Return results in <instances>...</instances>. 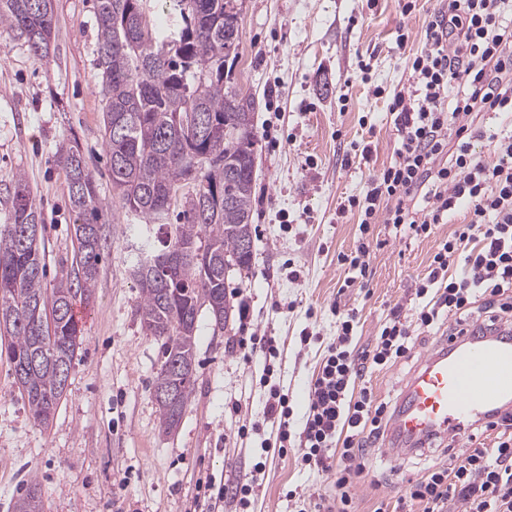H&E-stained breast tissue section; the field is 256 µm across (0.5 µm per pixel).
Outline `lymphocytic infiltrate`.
I'll return each mask as SVG.
<instances>
[{
  "instance_id": "obj_1",
  "label": "lymphocytic infiltrate",
  "mask_w": 512,
  "mask_h": 512,
  "mask_svg": "<svg viewBox=\"0 0 512 512\" xmlns=\"http://www.w3.org/2000/svg\"><path fill=\"white\" fill-rule=\"evenodd\" d=\"M408 70V87L395 91L389 105L399 138L396 158L369 176L363 195L349 197L361 236L341 260L352 272L344 285L352 287L367 273L375 225L404 226L425 238L466 209L467 224L434 254L428 276L411 286L421 301L414 318L394 308L373 346L358 352L352 346L355 312L339 315L297 433L290 429L288 390L272 364L274 338L254 333L239 340L241 348L269 359L259 380L262 420L240 427L239 435L275 422L280 445L295 443L305 468L336 476L332 493L309 498L302 512H355L353 480L364 473L370 449L383 444L397 411L362 385L368 367L409 358L416 327L431 330L445 320L449 335L458 336L512 326V0H439ZM480 116L499 123L490 161L474 147ZM455 261L463 274L453 278L448 267ZM462 428L473 449L408 481L394 512H405L409 501L422 512H448L455 503L462 512H512V409L492 424Z\"/></svg>"
}]
</instances>
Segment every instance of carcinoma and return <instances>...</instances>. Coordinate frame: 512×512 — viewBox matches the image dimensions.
Returning <instances> with one entry per match:
<instances>
[{"label": "carcinoma", "instance_id": "obj_1", "mask_svg": "<svg viewBox=\"0 0 512 512\" xmlns=\"http://www.w3.org/2000/svg\"><path fill=\"white\" fill-rule=\"evenodd\" d=\"M242 0H165L168 23L146 16V0H95L103 138L113 195L126 212L167 227L162 248L145 239L134 277L141 328L160 342L164 361L153 391L160 426L180 424L196 383L197 318L206 306L214 326L232 329L235 306L227 282L251 268L255 99L232 82L239 55ZM0 26L37 57L50 54L56 21L52 0H0ZM76 243L71 271L43 284L40 203L16 177L8 223L0 226V333L31 416L47 423L68 387L80 345L78 302H90L111 203L102 198L79 146L59 149ZM180 224H166L173 199ZM15 512H43L29 486Z\"/></svg>", "mask_w": 512, "mask_h": 512}]
</instances>
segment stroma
<instances>
[{
  "mask_svg": "<svg viewBox=\"0 0 512 512\" xmlns=\"http://www.w3.org/2000/svg\"><path fill=\"white\" fill-rule=\"evenodd\" d=\"M399 3L244 0L234 79L256 101L255 251L249 272L228 286L248 303L249 320H234L226 333L200 313L196 392L178 429L162 434L152 382L163 358L137 315L132 260L139 237L129 229L135 218L113 202L67 394L49 425L32 419L8 359L11 339L0 335V512H14L32 482L43 512H194L209 482L233 484L260 461L266 471L254 512H296L291 490L304 497L331 492L332 477L310 476L295 448L260 458L261 440L275 438V427L261 437L238 436L240 425L261 417L263 359L244 360L237 340L251 331L275 338L280 355L273 364L291 394V426L300 429L323 354L320 344L302 343V330L332 339L336 312L353 309L359 318L353 341L369 345L394 307L414 314L411 285L428 275L433 255L464 221L456 215L426 238L376 225L368 276L343 288L349 268L338 257L355 247L359 224L339 205L363 194L369 175L394 161L389 93L406 84L409 57L438 7L436 0H417L405 16ZM53 9L55 50L48 58H36L0 27V225L8 218V189L25 176L43 212L50 289L70 272L74 249L66 173L57 161L62 142L79 143L101 196H112L95 0H53ZM401 27L409 33L402 49L395 45ZM378 85L385 95H374ZM355 143L370 145L371 155H352ZM445 336L442 329L419 334L411 358L370 370L377 396L400 400ZM365 465L356 508L374 512L395 502L404 485L384 449L369 452Z\"/></svg>",
  "mask_w": 512,
  "mask_h": 512,
  "instance_id": "obj_1",
  "label": "stroma"
}]
</instances>
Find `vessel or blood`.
I'll return each mask as SVG.
<instances>
[{
    "label": "vessel or blood",
    "instance_id": "b4317fda",
    "mask_svg": "<svg viewBox=\"0 0 512 512\" xmlns=\"http://www.w3.org/2000/svg\"><path fill=\"white\" fill-rule=\"evenodd\" d=\"M512 407V338L471 331L428 354L409 379L390 429L408 444L430 434L462 440L467 421Z\"/></svg>",
    "mask_w": 512,
    "mask_h": 512
}]
</instances>
